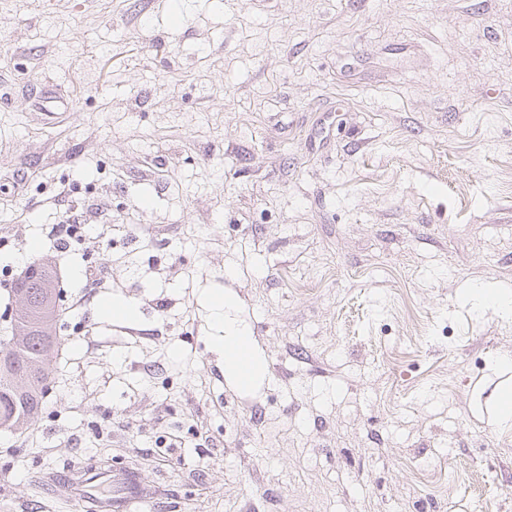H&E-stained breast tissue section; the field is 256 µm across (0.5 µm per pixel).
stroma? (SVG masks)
Listing matches in <instances>:
<instances>
[{
	"mask_svg": "<svg viewBox=\"0 0 512 512\" xmlns=\"http://www.w3.org/2000/svg\"><path fill=\"white\" fill-rule=\"evenodd\" d=\"M511 167L512 0H0V312L33 241L74 306L0 512H80L100 457L136 512H512V323L465 298L512 289ZM251 339L250 333L245 328L232 322L224 321V340H222L220 350H224L225 370L229 376L232 378L234 376L240 381L238 358L242 357L247 361L250 368L247 383L255 381L258 377L256 379L257 381L265 370L263 359L259 357L257 352L253 349ZM239 346H243V349L240 350ZM245 346L248 348L246 349ZM259 365L261 367L260 375ZM493 425L500 431L512 430V388L502 385L494 400Z\"/></svg>",
	"mask_w": 512,
	"mask_h": 512,
	"instance_id": "stroma-1",
	"label": "stroma"
}]
</instances>
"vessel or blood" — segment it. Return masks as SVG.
I'll use <instances>...</instances> for the list:
<instances>
[{"instance_id": "1", "label": "vessel or blood", "mask_w": 512, "mask_h": 512, "mask_svg": "<svg viewBox=\"0 0 512 512\" xmlns=\"http://www.w3.org/2000/svg\"><path fill=\"white\" fill-rule=\"evenodd\" d=\"M66 499L79 498L96 505L98 512H128L136 501L135 480L122 469L80 473L61 488Z\"/></svg>"}]
</instances>
